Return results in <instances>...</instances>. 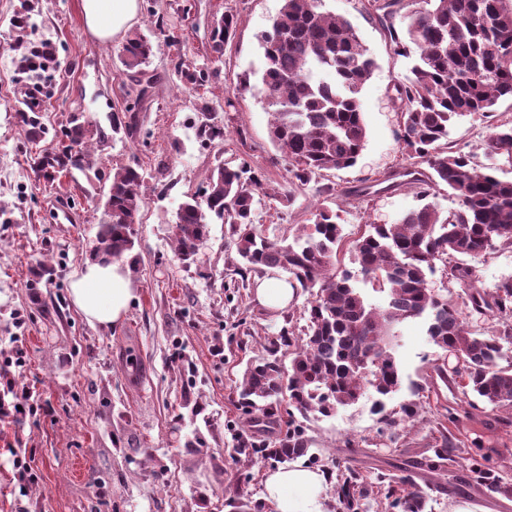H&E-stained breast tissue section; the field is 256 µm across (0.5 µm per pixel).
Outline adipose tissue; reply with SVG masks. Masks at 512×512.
<instances>
[{
	"mask_svg": "<svg viewBox=\"0 0 512 512\" xmlns=\"http://www.w3.org/2000/svg\"><path fill=\"white\" fill-rule=\"evenodd\" d=\"M81 8L86 30L106 42L135 16L137 0H81ZM132 292L130 269L121 261L86 262L71 288L72 301L85 319L104 328L124 317ZM325 481V475L312 468H280L266 480V498L275 512H328Z\"/></svg>",
	"mask_w": 512,
	"mask_h": 512,
	"instance_id": "obj_1",
	"label": "adipose tissue"
}]
</instances>
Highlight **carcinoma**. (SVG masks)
Instances as JSON below:
<instances>
[{
    "label": "carcinoma",
    "instance_id": "obj_1",
    "mask_svg": "<svg viewBox=\"0 0 512 512\" xmlns=\"http://www.w3.org/2000/svg\"><path fill=\"white\" fill-rule=\"evenodd\" d=\"M410 15L406 39L390 35L400 52L415 54L411 76L395 84L402 121L398 142L411 167L394 171L417 190L423 204L391 224H367L349 243L352 263L382 294L372 303L347 269L338 267L344 235L338 212L320 201L315 220L296 230L292 239L270 237L253 224L256 196L263 191L261 172L246 163L217 164L204 195L186 197L170 228L180 261H196L207 241L209 224L230 225L233 246L243 270L279 269L311 296L306 327L297 334L284 329L268 339L267 356L247 365L236 381V403L247 415L248 436H237V461L288 463L308 458L318 463L313 440L301 420L329 417L366 394L377 395L374 411L386 417L383 398L400 387L393 355L397 326L421 319L430 340L461 361L465 386L494 408H512V275L487 290L475 286V270L460 263L496 248H512V181L494 175L493 163L477 165L471 156L443 144L448 126L467 114H486L501 99L512 100V0H422ZM237 15L224 13L211 38L210 51L224 56L236 35ZM262 94L271 116L272 141L288 157L290 179L303 185L332 169L353 166L366 141L359 94L375 62L353 26L320 10V0H282L271 31L263 37ZM154 56L150 35L131 30L119 51L120 62L136 86L149 88L155 76L145 70ZM175 73L192 89L210 82L206 66L174 64ZM29 142L39 143L45 127L25 115ZM132 129L112 114L110 129L70 116L58 147L37 153L33 167L48 182L75 168L110 180L90 257L122 260L135 247V224L145 203L144 177L126 166L113 174L99 167L98 148ZM206 143L224 140V123L199 124ZM488 147L512 162V124L495 126ZM443 183L458 208L444 215L428 201L432 186ZM458 263L451 274L468 288L465 308L431 288L427 275L436 263ZM492 312L501 328L489 337L471 330L469 316ZM283 424L286 432L271 435L265 424ZM200 448L214 467L223 457L196 432L184 442ZM481 449H472L473 464L465 484L479 492L512 498V481L492 475L482 465ZM395 479H364L352 469H325L333 481L339 512H361L362 501L383 493L387 507L398 512H425V497L416 489L414 471ZM230 512H264L265 503L238 492L225 502Z\"/></svg>",
    "mask_w": 512,
    "mask_h": 512
}]
</instances>
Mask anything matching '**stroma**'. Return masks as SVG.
I'll return each instance as SVG.
<instances>
[{"label":"stroma","instance_id":"1","mask_svg":"<svg viewBox=\"0 0 512 512\" xmlns=\"http://www.w3.org/2000/svg\"><path fill=\"white\" fill-rule=\"evenodd\" d=\"M31 7L30 26L19 31L21 3ZM81 0H0V350L23 351V365L9 368L16 386L32 391L33 413L0 415V512H225L224 498L242 488L264 500L269 466L242 467L233 455L246 417L232 388L248 360L262 353L265 337L283 328L305 326L309 294L297 292L288 308L274 311L254 297L263 273L239 275L241 261L230 244V227L214 224L196 264L175 256L168 229L186 195L199 192L221 161L248 163L264 175L265 190L253 215L257 229L277 234L312 223L318 190L331 188L342 230L355 237L362 225L389 224L414 208L412 188L355 196L386 173L408 166L397 139L400 114L394 85L409 75L411 58L399 55L391 32H404L415 0H402L390 20L371 0H322L323 10L348 19L376 61L360 94L366 142L357 163L329 170L307 185L288 182V160L270 137L271 116L261 94L262 37L270 30L282 0H157L169 30L154 38L148 67L157 81L142 104L133 137L116 139L102 153L104 169L140 165L145 204L136 226L131 274L133 298L122 322L90 326L68 301L72 275L89 258L109 183H47L30 165V144L18 115L22 97L40 86L37 112L49 128L42 147L57 144L55 130L82 112L109 126L124 112L131 80L117 50L122 37L101 42L85 30ZM240 24L222 60L210 52V26L224 12ZM50 43L54 60L29 72L24 55ZM210 66L203 93L185 89L171 61L176 55ZM251 88L238 92L242 77ZM221 110L226 136L205 144L195 135L197 96ZM236 100L225 111V97ZM512 121V102L502 100L487 115L471 114L448 128V144L488 163V137L494 126ZM48 265L32 301V272ZM395 358L399 389L387 397L390 424L373 410L372 398L309 418L305 426L324 464L343 459L368 478L396 476L397 465L455 451L453 465L422 473L417 487L430 512H512V498L484 495L462 482L468 451L483 449L488 468L512 478V411L491 409L444 385L435 368L455 360L435 345L420 320L404 322ZM182 355L195 367L196 386L184 396L174 360ZM137 359L139 373L128 368ZM192 399L219 430L210 444L224 454L216 471L207 457L183 446L193 429L181 413ZM416 411L404 419L402 406ZM24 449L33 481L19 483L12 449Z\"/></svg>","mask_w":512,"mask_h":512}]
</instances>
